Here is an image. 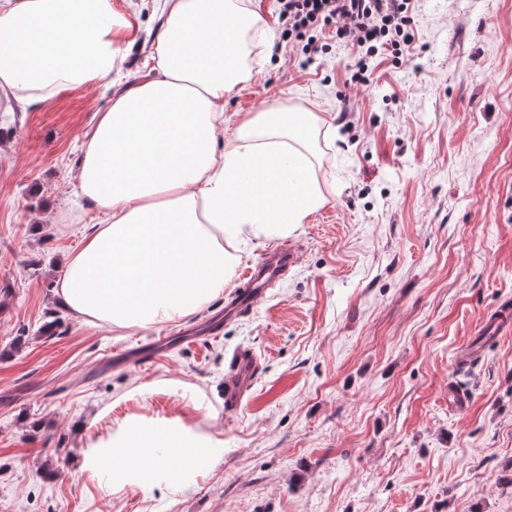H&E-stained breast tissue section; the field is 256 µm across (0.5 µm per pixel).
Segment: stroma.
<instances>
[{
    "label": "stroma",
    "instance_id": "1",
    "mask_svg": "<svg viewBox=\"0 0 512 512\" xmlns=\"http://www.w3.org/2000/svg\"><path fill=\"white\" fill-rule=\"evenodd\" d=\"M137 2L109 81L0 103V512H512V326L482 336L512 303V0H413V45L366 86L344 48L300 68L259 0L264 71L225 97L224 130L281 98L320 113L327 202L289 235H248L232 272L285 244L296 264L229 322L218 297L146 332L92 330L54 286L104 220L80 192L82 143L157 45V0ZM157 336L168 351L124 360ZM241 351L258 374L228 416ZM162 382L200 396L223 460L187 488L100 491L76 469L91 417Z\"/></svg>",
    "mask_w": 512,
    "mask_h": 512
}]
</instances>
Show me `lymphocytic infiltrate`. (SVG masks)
<instances>
[{
    "instance_id": "f902f5d3",
    "label": "lymphocytic infiltrate",
    "mask_w": 512,
    "mask_h": 512,
    "mask_svg": "<svg viewBox=\"0 0 512 512\" xmlns=\"http://www.w3.org/2000/svg\"><path fill=\"white\" fill-rule=\"evenodd\" d=\"M285 37L300 41L307 62L330 43L353 49L347 68L357 85L370 81L369 62L387 53L400 58L414 42L410 0H278Z\"/></svg>"
}]
</instances>
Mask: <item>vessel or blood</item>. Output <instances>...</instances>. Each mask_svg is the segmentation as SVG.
I'll return each mask as SVG.
<instances>
[{"label": "vessel or blood", "mask_w": 512, "mask_h": 512, "mask_svg": "<svg viewBox=\"0 0 512 512\" xmlns=\"http://www.w3.org/2000/svg\"><path fill=\"white\" fill-rule=\"evenodd\" d=\"M292 249L279 247L270 250L253 266L244 268L239 291L224 301V317L231 320L253 308L255 303L266 296L268 287L282 277L294 262ZM255 358L245 352L239 353L232 361L231 375L224 392V408L238 410L253 380Z\"/></svg>", "instance_id": "obj_1"}]
</instances>
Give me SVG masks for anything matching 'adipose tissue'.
<instances>
[{
    "mask_svg": "<svg viewBox=\"0 0 512 512\" xmlns=\"http://www.w3.org/2000/svg\"><path fill=\"white\" fill-rule=\"evenodd\" d=\"M147 79L117 92L83 146V196L107 216L55 286L83 325L148 331L201 310L229 283L226 243L285 234L323 207L310 142L323 117L279 101L239 116L224 137V98L260 75L266 24L254 0H162ZM131 20L112 0H0V92L46 102L109 77ZM132 412L79 452L80 473L119 493L151 479L188 487L224 456L201 428L202 403Z\"/></svg>",
    "mask_w": 512,
    "mask_h": 512,
    "instance_id": "ef3b65f1",
    "label": "adipose tissue"
}]
</instances>
